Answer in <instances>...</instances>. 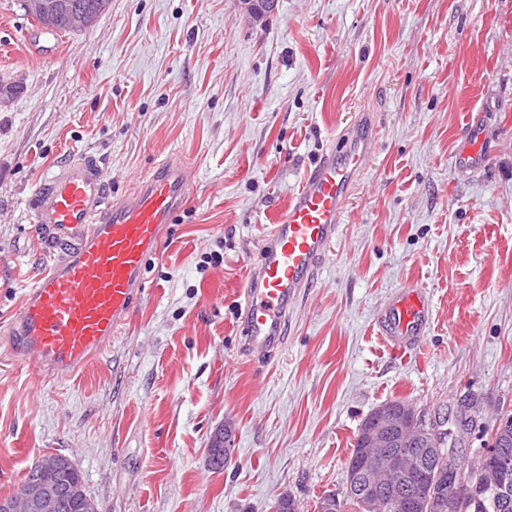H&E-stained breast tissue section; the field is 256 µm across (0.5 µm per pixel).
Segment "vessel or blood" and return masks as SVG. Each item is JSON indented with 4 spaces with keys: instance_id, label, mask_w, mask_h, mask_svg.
<instances>
[{
    "instance_id": "vessel-or-blood-1",
    "label": "vessel or blood",
    "mask_w": 512,
    "mask_h": 512,
    "mask_svg": "<svg viewBox=\"0 0 512 512\" xmlns=\"http://www.w3.org/2000/svg\"><path fill=\"white\" fill-rule=\"evenodd\" d=\"M374 140L369 117L346 128L337 148L305 170L266 233L258 266L239 292L238 330L249 356L282 346L291 317L337 237ZM488 157L482 126L472 123L455 164L478 168ZM187 192L183 166L170 161L118 199L92 154L68 159L43 176L28 207L48 264L11 322L22 362L69 376L111 342L130 317L146 264ZM431 319L429 297L407 287L380 311L377 328L393 348L406 352L423 343Z\"/></svg>"
}]
</instances>
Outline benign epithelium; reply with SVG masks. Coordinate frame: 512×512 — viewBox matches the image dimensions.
I'll return each instance as SVG.
<instances>
[{
	"mask_svg": "<svg viewBox=\"0 0 512 512\" xmlns=\"http://www.w3.org/2000/svg\"><path fill=\"white\" fill-rule=\"evenodd\" d=\"M243 3L256 22L262 21L277 6V0H243ZM26 7L34 16L50 11L58 13L62 26L67 29H77L86 23L85 9L80 6L26 0ZM443 433L445 430L426 424L422 415L410 406L389 402L377 407L360 427L361 452L367 466L358 472L357 486L377 492L382 489L377 479L379 472L403 477L426 458L434 462L430 485L433 497L440 499L448 512H467L462 487L468 474L449 468L446 458L441 455L439 436ZM62 459L60 454L42 457L37 462L33 478L10 501L0 506L4 512H57L62 502L57 481Z\"/></svg>",
	"mask_w": 512,
	"mask_h": 512,
	"instance_id": "obj_1",
	"label": "benign epithelium"
}]
</instances>
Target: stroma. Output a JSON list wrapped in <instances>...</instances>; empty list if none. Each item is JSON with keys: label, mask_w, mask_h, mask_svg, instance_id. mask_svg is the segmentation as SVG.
<instances>
[{"label": "stroma", "mask_w": 512, "mask_h": 512, "mask_svg": "<svg viewBox=\"0 0 512 512\" xmlns=\"http://www.w3.org/2000/svg\"><path fill=\"white\" fill-rule=\"evenodd\" d=\"M0 496L43 455L100 512H318L346 485L364 419L406 400L466 462L512 414V0H109L51 32L0 0ZM375 143L322 271L270 357L242 355L237 294L307 167L360 114ZM481 121L492 155L453 157ZM100 158L113 197L157 163L189 192L121 332L52 377L2 324L42 270L28 200L42 173ZM428 293L423 346L378 312ZM232 461L212 469L214 432Z\"/></svg>", "instance_id": "35a3bbf8"}]
</instances>
